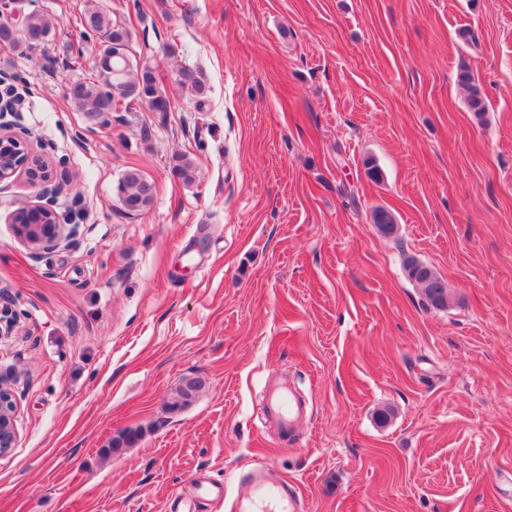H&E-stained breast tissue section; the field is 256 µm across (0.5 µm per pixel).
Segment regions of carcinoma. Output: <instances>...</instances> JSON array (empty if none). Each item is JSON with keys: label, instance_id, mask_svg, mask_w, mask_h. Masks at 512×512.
Wrapping results in <instances>:
<instances>
[{"label": "carcinoma", "instance_id": "obj_1", "mask_svg": "<svg viewBox=\"0 0 512 512\" xmlns=\"http://www.w3.org/2000/svg\"><path fill=\"white\" fill-rule=\"evenodd\" d=\"M82 35L107 36L118 42L119 55L111 59L112 79L103 81L80 80L72 84L69 98L78 111L84 113L93 124L102 126L107 123L108 116L121 101L140 102L152 112H167L170 99L165 87L158 81L154 67L148 62H140L131 51V33L122 24L112 20L107 9L94 4L86 9L80 18ZM27 34H12L0 26V42L9 44L20 52L34 51L40 44L35 39L48 37L53 27L46 15L31 11L25 20ZM457 82L466 92L468 111L481 121L488 112L485 97L476 82L475 75L468 63L462 60L457 68ZM193 94L205 98L209 89L206 83L194 72L181 80ZM175 175L185 184L193 183L198 175L197 164L186 154L175 158L173 166ZM120 196L127 198L132 204L128 212L139 214L150 209L154 201V186L136 170L128 171L119 186ZM372 224L384 236H391L397 230V218L394 213L384 207L372 212ZM408 279L421 290L426 306L436 310L448 309L454 300L453 292L444 278L430 266L419 259L409 257L404 264ZM204 386L200 378L183 380L177 389V399L170 404L176 410L190 401L195 393Z\"/></svg>", "mask_w": 512, "mask_h": 512}]
</instances>
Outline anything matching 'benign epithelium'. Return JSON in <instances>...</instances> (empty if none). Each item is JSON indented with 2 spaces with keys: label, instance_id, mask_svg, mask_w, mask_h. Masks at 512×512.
Returning a JSON list of instances; mask_svg holds the SVG:
<instances>
[{
  "label": "benign epithelium",
  "instance_id": "obj_1",
  "mask_svg": "<svg viewBox=\"0 0 512 512\" xmlns=\"http://www.w3.org/2000/svg\"><path fill=\"white\" fill-rule=\"evenodd\" d=\"M14 115L12 103L0 99V182L25 176L41 203L23 205L11 213L17 235L38 252L49 253L65 244L71 245L79 232L82 209L73 206L56 214L60 193L54 173L44 155L29 145L26 133L16 132V124L7 119ZM17 402L12 387L0 376V456L9 453L16 440Z\"/></svg>",
  "mask_w": 512,
  "mask_h": 512
}]
</instances>
